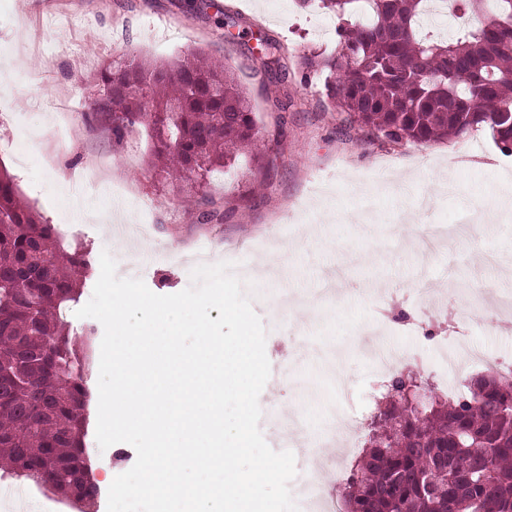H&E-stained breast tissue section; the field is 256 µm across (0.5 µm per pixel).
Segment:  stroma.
I'll return each mask as SVG.
<instances>
[{"label":"stroma","instance_id":"obj_1","mask_svg":"<svg viewBox=\"0 0 512 512\" xmlns=\"http://www.w3.org/2000/svg\"><path fill=\"white\" fill-rule=\"evenodd\" d=\"M224 14L254 33L228 41ZM162 25L181 39L162 43ZM259 30L280 40L291 64L311 48L340 49L333 17L298 0H0V67L17 55L27 61L0 83V168L45 222L73 225L64 248L83 246L95 263L105 250L118 266L136 261V277L154 293L189 287L202 253L211 264L250 268L267 357L290 367L289 376H270L260 395L267 443L285 442L286 423L300 411L330 432L327 406L339 375L352 416L346 428L364 441L382 397L363 351L372 323L396 327L399 342L384 338L381 346L426 381L431 375L415 358L443 332L466 333L512 367V331L498 329L492 307L478 298L484 289L512 295V156L481 129L428 144H363L326 97L323 76L260 83ZM198 52L223 60L247 89L260 128L256 146L274 159L255 193L250 152L210 176L206 191L224 210L223 220L210 224L198 223L191 199L148 164L145 127L116 146L86 112L113 57L159 63ZM49 91L70 109L67 141L58 149L45 137L57 120L43 107ZM277 98L287 101L286 111L274 106ZM280 117L286 126L279 138ZM464 219L475 227L468 237L418 249L428 227ZM489 251L498 253V265L481 263ZM262 261L275 276L254 275ZM423 280L446 292L431 318L416 308ZM87 441L101 488L136 460L129 444L102 450L95 435ZM292 451L298 473L321 472L324 488L335 493L336 472L326 461L342 462V449Z\"/></svg>","mask_w":512,"mask_h":512}]
</instances>
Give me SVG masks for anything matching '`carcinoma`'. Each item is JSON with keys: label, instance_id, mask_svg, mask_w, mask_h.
<instances>
[{"label": "carcinoma", "instance_id": "cac0c4a2", "mask_svg": "<svg viewBox=\"0 0 512 512\" xmlns=\"http://www.w3.org/2000/svg\"><path fill=\"white\" fill-rule=\"evenodd\" d=\"M337 20L341 51L304 53L301 80L325 75L334 109L367 143L399 146L484 128L512 154V0H458L479 22L441 38L422 30L425 0H320ZM262 77L286 83L280 41L263 37ZM120 145L145 125L165 179L196 199L197 220L217 216L203 187L258 139L250 96L226 65L198 54L158 66L118 58L88 108ZM90 252L60 245L54 225L25 205L0 171V455L9 472L82 509L89 480V359L70 337ZM512 382L489 372L452 399L418 411L400 395L378 404L366 447L344 479L343 512H512Z\"/></svg>", "mask_w": 512, "mask_h": 512}]
</instances>
